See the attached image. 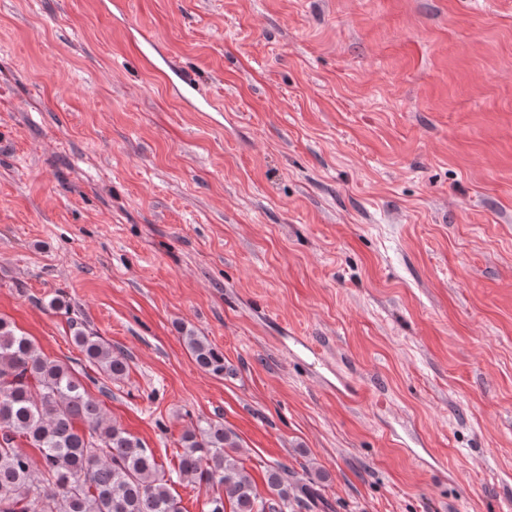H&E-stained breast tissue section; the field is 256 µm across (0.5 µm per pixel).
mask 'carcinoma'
Segmentation results:
<instances>
[{
    "instance_id": "1",
    "label": "carcinoma",
    "mask_w": 512,
    "mask_h": 512,
    "mask_svg": "<svg viewBox=\"0 0 512 512\" xmlns=\"http://www.w3.org/2000/svg\"><path fill=\"white\" fill-rule=\"evenodd\" d=\"M70 327L88 361L112 380L126 375L122 352L75 319ZM179 333L198 367L224 374L222 352L192 330ZM181 443L178 466L165 470L139 438L106 420L68 365L42 356L0 319V512H183L176 483L208 488L202 512H296L313 500L280 465L266 471L267 493L260 492L220 421L198 419Z\"/></svg>"
}]
</instances>
